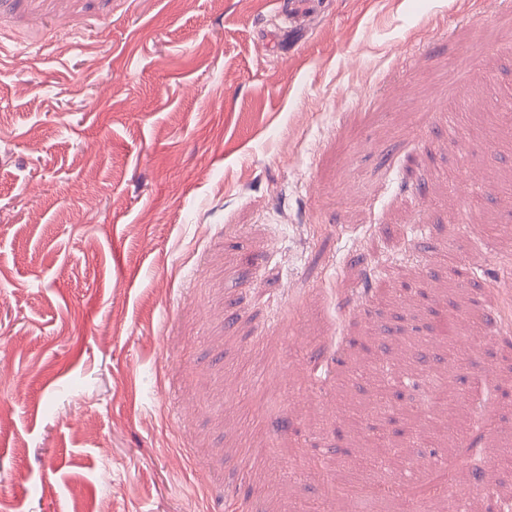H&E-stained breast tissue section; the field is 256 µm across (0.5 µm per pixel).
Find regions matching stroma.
Listing matches in <instances>:
<instances>
[{
    "instance_id": "obj_1",
    "label": "stroma",
    "mask_w": 512,
    "mask_h": 512,
    "mask_svg": "<svg viewBox=\"0 0 512 512\" xmlns=\"http://www.w3.org/2000/svg\"><path fill=\"white\" fill-rule=\"evenodd\" d=\"M307 3L0 0V512L475 491L448 429L493 449L504 399L437 420L397 368L450 288L512 334V0ZM373 366L436 424L392 494L330 454L374 452Z\"/></svg>"
}]
</instances>
